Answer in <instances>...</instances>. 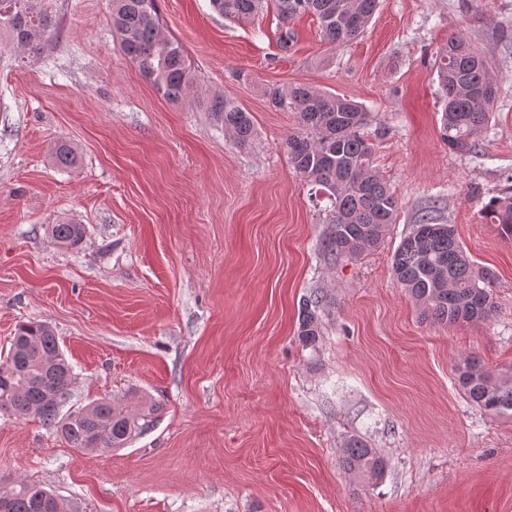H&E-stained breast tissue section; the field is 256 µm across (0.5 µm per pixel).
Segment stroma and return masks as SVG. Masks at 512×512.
<instances>
[{"label":"stroma","instance_id":"1","mask_svg":"<svg viewBox=\"0 0 512 512\" xmlns=\"http://www.w3.org/2000/svg\"><path fill=\"white\" fill-rule=\"evenodd\" d=\"M158 4L192 100L142 77L108 0H58L37 61L0 46V349L46 323L74 372L62 413L159 405L125 447L90 453L0 415V478L50 486L66 512H512V416L456 382L469 356L512 379V234L482 212L512 186V0H380L340 47L273 5L237 23L210 0ZM454 33L500 85L472 155L440 137L433 62ZM294 84L370 115L372 166L402 204L376 250H322L329 203L285 146L297 115L265 95ZM220 94L251 113V145L207 112ZM61 140L75 166L53 163ZM431 207L495 273L489 320H425L395 279L393 253ZM67 222L86 227L78 247L51 236ZM313 293L331 304L309 348L297 330ZM353 438L383 456L380 479L341 467Z\"/></svg>","mask_w":512,"mask_h":512}]
</instances>
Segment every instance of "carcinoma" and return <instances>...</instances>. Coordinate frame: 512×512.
I'll use <instances>...</instances> for the list:
<instances>
[{
    "label": "carcinoma",
    "mask_w": 512,
    "mask_h": 512,
    "mask_svg": "<svg viewBox=\"0 0 512 512\" xmlns=\"http://www.w3.org/2000/svg\"><path fill=\"white\" fill-rule=\"evenodd\" d=\"M274 1L288 20L301 14L316 17L324 40L348 43L364 33L380 0H211L225 19L247 22ZM112 27L125 55L165 99L188 100L194 83L190 65L179 44L161 29L158 0H110ZM57 29L56 0H0V44L21 58L39 59ZM437 99L442 104L441 138L448 148L477 153L476 136L490 116L499 87L487 56L462 34L448 36L436 55ZM272 107L295 112L300 131L288 135V159L295 172L330 201V232L323 250L356 257L376 248L395 223L400 202L372 168V143L364 133L369 114L356 102L298 84L265 92ZM208 110L224 124L238 145L255 136L251 114L235 100L217 95ZM56 165L77 162L75 150L58 142ZM484 209L494 222L512 233V188L490 198ZM54 239L63 247L79 245L86 233L82 224H54ZM393 271L421 309L439 322L490 319L496 305L490 285L494 273L478 267L459 243L454 225L441 224L433 211L418 216L394 252ZM325 299L313 294L303 300L298 336L313 347L322 335ZM457 380L468 400L499 415L512 412V380L496 377L478 358L468 357L457 368ZM73 383L72 366L52 328L41 322L18 326L6 358L0 360V413L18 419L37 417L65 442L81 451L122 448L139 428V421L156 411L144 403L143 412L110 400L89 404L66 416L60 408ZM342 466L369 480L379 479L384 459L359 439L343 451ZM55 500L52 512H64L55 495L42 485L20 482L10 487L6 512H35L42 499Z\"/></svg>",
    "instance_id": "obj_1"
}]
</instances>
